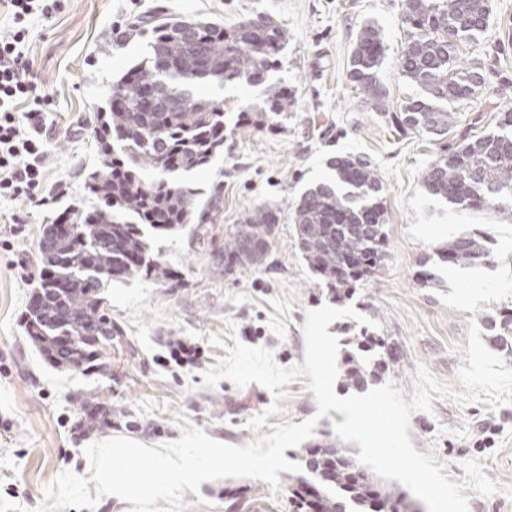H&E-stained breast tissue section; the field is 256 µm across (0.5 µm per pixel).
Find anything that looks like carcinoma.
Returning <instances> with one entry per match:
<instances>
[{
  "mask_svg": "<svg viewBox=\"0 0 512 512\" xmlns=\"http://www.w3.org/2000/svg\"><path fill=\"white\" fill-rule=\"evenodd\" d=\"M490 0H404L406 42L399 58L402 75L422 96L390 111L379 72L384 45L378 28L365 26L354 43L348 77L362 102L388 116L402 135L448 134L455 122L448 104L468 102L487 85L479 61L463 62L460 47L488 27ZM151 26L149 56L112 82L107 108L97 113L98 163L85 178L88 192L103 207L73 209L70 228L50 225L40 241L43 278L27 312V336L58 368L112 373L116 330L101 296L111 282L126 283L142 273L162 282L168 268L151 253L146 232L158 235L203 224L209 204L184 175L210 165L224 149V103L197 92L199 84L260 83L276 65L288 32L268 15L234 28L208 19L161 18ZM168 64L157 74L159 60ZM155 85L157 103L143 108V88ZM287 97L269 86L262 111L277 115ZM334 177L307 189L293 210L295 246L311 269L342 300L376 272L385 237L383 183L367 158L334 157ZM428 194L465 209L512 217V111L496 115V130L442 145L425 168ZM275 216L255 209L246 224L224 242V254L243 263L244 243L269 233ZM489 256L474 237L448 243L442 258L475 264ZM341 385L365 389L371 370L359 353L358 336L343 329ZM302 471L286 475L292 512H420L395 483L379 478L329 432L303 453Z\"/></svg>",
  "mask_w": 512,
  "mask_h": 512,
  "instance_id": "obj_1",
  "label": "carcinoma"
}]
</instances>
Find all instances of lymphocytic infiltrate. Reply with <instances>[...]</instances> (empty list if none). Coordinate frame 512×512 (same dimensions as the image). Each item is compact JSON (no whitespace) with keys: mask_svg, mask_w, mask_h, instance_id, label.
<instances>
[{"mask_svg":"<svg viewBox=\"0 0 512 512\" xmlns=\"http://www.w3.org/2000/svg\"><path fill=\"white\" fill-rule=\"evenodd\" d=\"M10 34L0 38V199L22 198L44 207L68 193L66 182H46L47 106L30 73L28 48L38 23L57 13L60 0H0Z\"/></svg>","mask_w":512,"mask_h":512,"instance_id":"lymphocytic-infiltrate-1","label":"lymphocytic infiltrate"}]
</instances>
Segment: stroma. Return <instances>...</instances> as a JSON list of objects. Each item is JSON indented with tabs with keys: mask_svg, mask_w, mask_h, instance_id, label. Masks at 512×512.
Segmentation results:
<instances>
[{
	"mask_svg": "<svg viewBox=\"0 0 512 512\" xmlns=\"http://www.w3.org/2000/svg\"><path fill=\"white\" fill-rule=\"evenodd\" d=\"M162 12L220 21L228 29L259 14L272 16L287 28L288 43L267 79L284 87L288 109L262 116L261 85L205 87V94L223 100L226 123L223 152L188 176L213 204L209 222L193 233L155 238L170 269L166 281L143 275L103 288L121 334L111 375L56 369L24 328L42 268L38 244L58 212L96 205L84 187L96 163V115L112 81L148 55L150 37L130 32L132 19ZM367 23L381 32L380 78L391 109L399 110L419 93L398 68L406 34L401 0H63L60 13L34 31L31 71L51 100L48 175L66 181L69 193L45 207L0 200V512H37L60 472L88 475L84 449L91 443L124 436L157 446L179 439V414L237 446L271 434L276 424L314 417L318 430L330 431L342 421L334 410L317 417L304 376L286 385L279 401L256 383H203L204 372L227 355L211 344L214 336L266 348L285 367L303 363L306 313L330 303L331 295L295 246L292 208L308 187L329 177L328 162L338 155L370 158L383 182L386 258L346 300L378 323L380 347L370 355L377 382H395L408 401L417 365L442 381L450 397L434 400L433 413L410 418L415 449L433 454L457 483L465 476L463 462L479 459L500 489L489 497L469 492V512H512V405L494 410L454 399L463 390L457 371L469 319L512 317V218L425 192L422 173L437 141L397 133L384 114L361 103L347 78L352 45ZM460 52L489 68L490 83L470 103L455 105L452 139L491 131L495 113L512 110V89L497 92L501 81L512 82V0H491L489 28ZM244 105L255 113L247 123L237 120ZM263 205L277 217L264 264L226 263L227 233ZM461 235L479 238L490 263H443L441 248ZM180 342L196 348L194 361L171 358ZM94 397L107 417L90 432L82 418L85 401ZM274 402L280 413L269 415L261 431L249 429L248 421ZM184 500L187 512H289L287 491L273 492L253 478L205 482Z\"/></svg>",
	"mask_w": 512,
	"mask_h": 512,
	"instance_id": "35a3bbf8",
	"label": "stroma"
}]
</instances>
